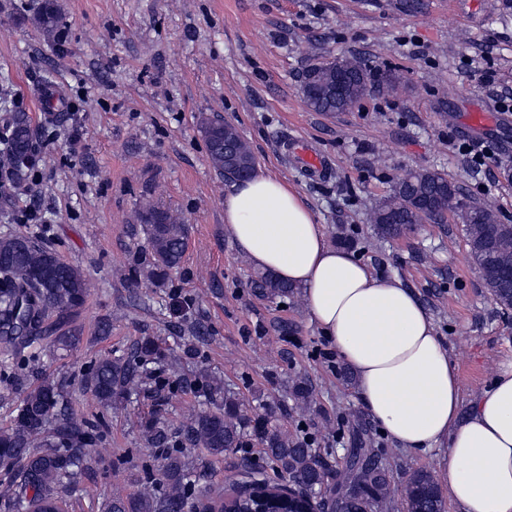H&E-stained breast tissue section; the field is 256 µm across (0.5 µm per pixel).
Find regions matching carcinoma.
Listing matches in <instances>:
<instances>
[{"instance_id":"carcinoma-1","label":"carcinoma","mask_w":512,"mask_h":512,"mask_svg":"<svg viewBox=\"0 0 512 512\" xmlns=\"http://www.w3.org/2000/svg\"><path fill=\"white\" fill-rule=\"evenodd\" d=\"M35 23L46 36L55 34L60 18L54 0H42ZM373 78L374 67L367 60L338 55L311 64L303 73L301 91L315 112H347L370 92ZM200 132L209 161L220 174L238 179L253 171L255 157L235 127L204 118ZM33 156L30 123L17 112L7 146L0 152V170L7 171L12 183H23L32 172ZM450 210L464 224L468 252L477 266L487 269L505 258L512 262V230L498 224L491 207L464 200L460 187L435 170L408 172L372 210L370 221L378 233L391 238L425 219L438 224ZM138 220L147 236L142 270L148 280L164 282L182 264L187 225L154 206L140 211ZM484 285L502 309L512 310V284L504 287L487 277ZM251 288L258 296L280 299L295 292L270 272L255 273ZM88 295L83 274L54 252L26 237L1 236L0 354L14 357L23 344L40 336H53L64 348L78 345L74 322ZM169 359L177 361L153 337L145 336L127 357L93 363L87 384L101 404L118 414L127 410L154 366ZM193 390L212 408L192 413L177 429L158 419L141 428L142 438L158 458L156 468L147 469L148 479L161 489L114 493L105 512H250L257 507V496L280 497L270 470L293 481L297 502L307 500L320 512H389L393 475L374 454L367 429L353 428L341 473L330 453L321 452L316 433L301 429L290 434L271 425L241 403L221 379L203 371ZM291 394L306 406L314 402V388L305 378L293 381ZM93 439L92 427L71 413L59 385L43 378L26 387L14 425L0 429V468L16 477L10 512L67 506L58 487L81 473ZM256 445L262 455L257 461L243 459L234 490L227 496L207 482L206 462L185 453L187 448H203L211 457H222ZM401 497L405 512H446L438 480L429 471L412 472L402 483Z\"/></svg>"}]
</instances>
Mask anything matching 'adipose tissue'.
Wrapping results in <instances>:
<instances>
[{
  "label": "adipose tissue",
  "mask_w": 512,
  "mask_h": 512,
  "mask_svg": "<svg viewBox=\"0 0 512 512\" xmlns=\"http://www.w3.org/2000/svg\"><path fill=\"white\" fill-rule=\"evenodd\" d=\"M224 224L256 267L302 289L386 436L413 451L446 447L448 496L463 512H512V360L463 404L448 350L415 294L332 247L299 191L265 169L231 184Z\"/></svg>",
  "instance_id": "ef3b65f1"
}]
</instances>
